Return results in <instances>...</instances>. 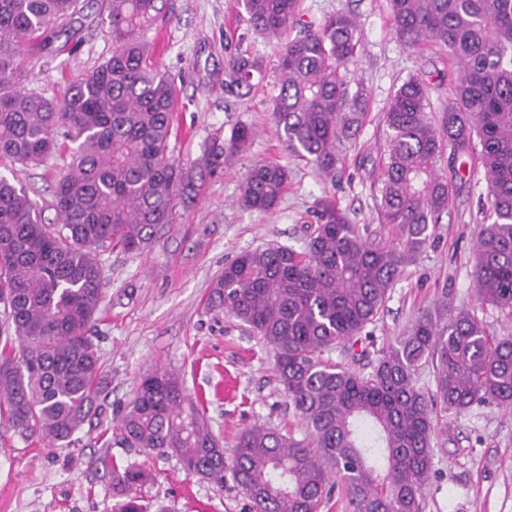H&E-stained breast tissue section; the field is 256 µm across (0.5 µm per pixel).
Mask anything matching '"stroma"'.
<instances>
[{
  "label": "stroma",
  "instance_id": "obj_1",
  "mask_svg": "<svg viewBox=\"0 0 512 512\" xmlns=\"http://www.w3.org/2000/svg\"><path fill=\"white\" fill-rule=\"evenodd\" d=\"M174 18L157 36L156 64L180 86L170 150L193 167L203 149L236 125L251 130L246 151L223 172L205 178L190 207H176L141 251L101 252L103 302L93 329L112 394L100 415L85 424L75 444L24 441L0 427V512H114L113 464L141 465L150 481L136 494L145 512H253L232 474L215 484L187 473L178 455L145 453L117 443L112 432L143 375L164 369L177 374L232 460L239 433L261 425L304 439L307 429L289 407L274 371V353L263 339L230 314L211 312L212 280L239 254L286 245L304 250L308 225L321 200H332L351 223L385 238L393 226L378 221L377 180L383 172L387 131L380 120L399 85L412 75L431 83L430 106L440 113L453 97L448 56L437 47H405L393 33L388 0H303L306 22L333 13L352 15L361 42L349 64L352 90L361 93L368 117L342 147L336 177L287 155L269 107L278 93L276 49L247 36V15L238 0H171ZM99 0L85 8L77 31L51 48L26 47L19 59L21 85L48 98L104 63L112 41ZM243 44L263 64L254 86L237 96L224 89L225 48ZM71 144L60 141L45 162L18 170L46 223L57 221L52 188L70 161ZM277 161L288 168L278 206L261 213L238 198L251 165ZM448 209L429 244L406 266L382 310L364 333L369 353L394 343L424 310L447 303L474 313L490 335L512 336V315L482 304L474 281V244L490 203L477 162L460 172L442 167ZM433 473L423 512H512V410L496 404L460 414H439L432 438Z\"/></svg>",
  "mask_w": 512,
  "mask_h": 512
}]
</instances>
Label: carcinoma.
Returning <instances> with one entry per match:
<instances>
[{
    "label": "carcinoma",
    "instance_id": "1",
    "mask_svg": "<svg viewBox=\"0 0 512 512\" xmlns=\"http://www.w3.org/2000/svg\"><path fill=\"white\" fill-rule=\"evenodd\" d=\"M112 55L61 99L19 85L16 57L30 38L43 46L75 34L82 0H0V162L38 165L57 136L71 159L53 190L60 223L45 224L34 200L0 176V426L24 439L73 441L112 393L90 336L103 300L97 257L109 245L144 249L175 207L197 196V180L240 156L251 132L237 125L184 169L169 150L178 89L153 61L149 32L171 19L169 0H104ZM252 33L277 43L279 92L271 118L285 150L335 176L340 147L366 113L349 91L348 62L360 34L347 14L313 26L301 0H242ZM396 36L407 47L448 52L454 101L428 117L430 84L410 76L383 113L386 162L378 219L398 230L373 239L326 201L305 250L259 247L238 255L212 282L207 307L227 311L274 351L288 403L305 421L296 440L253 426L242 431L232 466L254 512H321L336 474L347 512H422L437 412L512 405V337L490 335L470 312L418 315L406 335L378 351L365 373L323 358L359 340L385 304L402 269L425 249L448 209L441 163L479 160L490 217L476 241L478 298L512 314V0H390ZM261 70L244 51L226 55L225 90L251 88ZM288 168L257 163L240 203L274 209ZM436 364L435 390L418 386L420 367ZM179 377H143L116 438L127 448L175 451L184 468L224 483V447L199 408L186 403ZM148 474L112 465L123 501L143 512L133 491Z\"/></svg>",
    "mask_w": 512,
    "mask_h": 512
}]
</instances>
